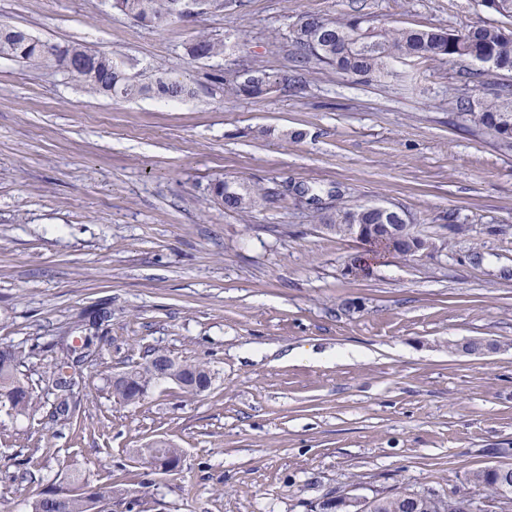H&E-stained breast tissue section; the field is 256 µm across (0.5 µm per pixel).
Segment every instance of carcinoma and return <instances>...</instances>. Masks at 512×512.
<instances>
[{
    "label": "carcinoma",
    "instance_id": "carcinoma-1",
    "mask_svg": "<svg viewBox=\"0 0 512 512\" xmlns=\"http://www.w3.org/2000/svg\"><path fill=\"white\" fill-rule=\"evenodd\" d=\"M162 0H112V8L133 17L145 26L165 27L182 21L174 13L157 22ZM479 5L493 9L508 20L509 25H484L449 33L437 28L393 27L376 29L366 25L357 15L334 19L317 15L305 16L294 40L296 52L304 60L317 61L360 77L384 78L389 75L388 65L395 59H455L469 58L486 65L476 73L477 84L485 95L477 98H460L457 108L470 120L490 132L504 145L512 144V84L502 78L512 74V0H479ZM59 53L51 58L42 44L23 37V30L6 22H0V57L13 58L26 67L42 69L53 67L69 74L72 64L83 68V76L75 78L90 95L112 96L130 99L152 95L175 101L191 95L189 84L180 74L165 70L159 75L142 81L126 79L112 67L113 60L105 54L87 50L78 43L57 44ZM224 40L208 35L198 36L187 48L193 58L201 54L205 58L224 55ZM276 80L266 70L251 67L243 70L240 80L234 82L229 93L234 96L260 98L269 94ZM231 192L228 209L247 214L271 201V194L241 182L219 181L213 187L216 197ZM321 223L341 237L352 236L354 224H395L397 218L382 214L368 205L337 210L322 217ZM167 353L155 350L144 362L130 367L122 378L112 384V395L125 405H135L144 400L148 389L157 380L155 359ZM28 356L14 346L0 347V402L9 406L17 416H24L40 403V396L24 378L21 367ZM64 363L54 364L49 379L55 389L56 411L70 414L71 382L62 377ZM173 372L177 383L192 395L207 391L212 383L211 371L203 363L173 359ZM141 463L147 469L140 488H147L152 474H170L177 471L182 451L166 440H156L143 449ZM470 482L491 494L503 497V487L512 489V464L478 469L470 473ZM440 493H411L406 490L388 495L376 494L367 501L366 512H440ZM112 499L100 500L87 490L81 493L52 483L41 490L30 503L29 512H108Z\"/></svg>",
    "mask_w": 512,
    "mask_h": 512
}]
</instances>
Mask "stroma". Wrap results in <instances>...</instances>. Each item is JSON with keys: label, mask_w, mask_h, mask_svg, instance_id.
Returning a JSON list of instances; mask_svg holds the SVG:
<instances>
[{"label": "stroma", "mask_w": 512, "mask_h": 512, "mask_svg": "<svg viewBox=\"0 0 512 512\" xmlns=\"http://www.w3.org/2000/svg\"><path fill=\"white\" fill-rule=\"evenodd\" d=\"M308 14L450 33L501 21L478 0H233L151 28L112 0H0V21L40 40L141 78L173 68L194 89L113 100L0 58V346L25 348L42 395L25 417L0 405V512H29L40 490L22 465L126 489L112 512H310L331 492L396 488L512 512L469 480L512 464V150L451 100L476 95L482 65L398 59L378 80L301 67ZM203 33L231 52L189 58ZM247 64L274 76L271 93H228ZM220 180L277 198L229 212ZM365 204L403 213L432 251L349 274L365 245L320 218ZM101 306L112 317L57 415V344L82 342ZM474 340L496 348L458 351ZM153 349L206 363L210 388L158 381L140 404L115 401L113 378ZM156 439L182 466L139 505L133 451Z\"/></svg>", "instance_id": "stroma-1"}]
</instances>
